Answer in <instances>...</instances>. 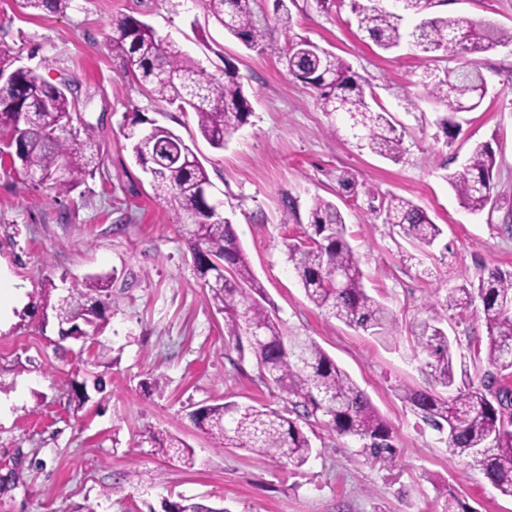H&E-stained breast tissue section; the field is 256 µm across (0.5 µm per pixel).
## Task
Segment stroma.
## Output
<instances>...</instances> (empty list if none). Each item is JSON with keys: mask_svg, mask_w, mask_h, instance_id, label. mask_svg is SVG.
<instances>
[{"mask_svg": "<svg viewBox=\"0 0 512 512\" xmlns=\"http://www.w3.org/2000/svg\"><path fill=\"white\" fill-rule=\"evenodd\" d=\"M289 36L307 37L341 57L366 93L390 112L404 153L387 160L361 149L342 117L322 111L312 88L279 60L247 49L208 14L203 0H73L62 13L0 0V42L16 66L69 89L94 129L96 166L70 193L23 181L0 161V259L26 300L0 332V512H164L193 497L224 512H441L455 495L472 512H512L471 460L450 457L436 431L403 395L428 380L405 330L417 307L444 300L462 280L512 271V43L467 56L486 80L480 106L454 117V137L437 123L443 107L424 93L426 70L457 67L453 54H425L409 42L379 49L357 29L352 0H287ZM434 14L512 28V0H442ZM128 14L173 41L207 73H238L252 114L224 149L200 139L192 113L158 101L134 81L111 48L113 16ZM195 142L224 214L284 329L315 340L365 392L392 428L399 450L388 469L359 456V444L316 427L314 454L296 469L238 448H220L193 423L204 406L236 401L289 411L262 381L251 350L224 345V318L212 308L173 207L153 196L128 134L133 118ZM495 155L494 210L464 209L446 181L473 147ZM399 195L443 230L417 248L385 224L380 197ZM345 216L364 284L393 311L399 332L383 342L347 327L306 297L286 255L304 237L314 197ZM292 201L297 220L285 221ZM111 277L98 307L97 335L60 339L44 298ZM456 354L473 380L487 344L476 312L448 314ZM169 434L194 464L158 454Z\"/></svg>", "mask_w": 512, "mask_h": 512, "instance_id": "1", "label": "stroma"}]
</instances>
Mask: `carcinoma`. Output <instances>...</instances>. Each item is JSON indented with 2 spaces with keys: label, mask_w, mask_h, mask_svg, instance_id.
<instances>
[{
  "label": "carcinoma",
  "mask_w": 512,
  "mask_h": 512,
  "mask_svg": "<svg viewBox=\"0 0 512 512\" xmlns=\"http://www.w3.org/2000/svg\"><path fill=\"white\" fill-rule=\"evenodd\" d=\"M73 0H26L34 9L58 12ZM209 15L250 50L277 57L289 75L312 87L322 111L344 117L359 146L383 158L403 153V138L394 118L372 107L349 65L333 52L306 38L280 41L258 0H204ZM400 11L374 6L355 7L359 30L381 49L390 50L408 38L427 54L440 50L458 55L486 52L512 42V30L476 24L463 17L430 16L411 31L401 27L403 15H422L435 0H399ZM112 51L122 57L136 81L157 99L191 111L201 137L214 149L224 143L251 114V105L229 66L224 78L207 73L199 62L175 44L160 38L144 21L131 16L112 18ZM485 78L475 67L431 72L422 79L429 97L448 115L478 108L486 94ZM72 103L66 91L50 86L32 70H14L0 85V154L16 156L28 179L39 178L57 194H67L92 175L87 154L93 128L73 127ZM84 139H79V136ZM131 150L140 165L153 168L154 197L173 203L174 223L183 227L209 301L224 315L228 345L240 350L242 338L255 332L261 345L251 347L259 375L285 392L291 415L264 405L222 403L203 406L192 419L213 442L242 448L259 457L286 459L300 468L314 448L304 427L323 426L328 432L359 442L362 452L386 468L397 462L391 427L350 375L314 340L285 334L262 285L255 278L232 222L209 214L214 205L201 194L211 183L195 150L167 127L132 130ZM495 157L486 144L473 150L462 170L448 175L460 204L472 212L495 208ZM384 223L400 227L420 247H431L443 234L418 205L396 195L381 198ZM313 235L287 244V261L305 295L329 316L370 336L387 340L398 327L388 307L370 295L363 283L361 261L344 233L345 219L335 203L315 197L308 212ZM480 302L489 342L473 357L492 371L482 384L470 380L466 362H455L445 329L450 309L465 311ZM81 302L63 298L53 307L59 324L73 321ZM415 355L432 382L446 390H408L404 399L423 423L446 435L452 457L469 458L502 496L512 498V388L495 386V379L512 375V273L493 270L478 283L465 279L444 302L423 303L411 322ZM155 450L174 454L192 465L184 445L156 437ZM171 512H224L193 498L170 503Z\"/></svg>",
  "instance_id": "1"
}]
</instances>
